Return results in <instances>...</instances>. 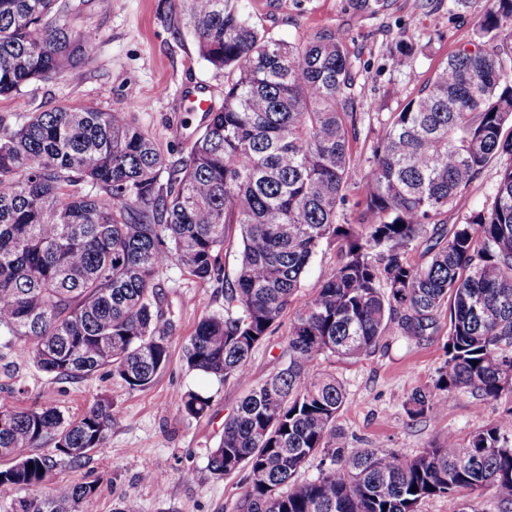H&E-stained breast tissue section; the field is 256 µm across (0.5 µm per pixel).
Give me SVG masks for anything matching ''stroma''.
Wrapping results in <instances>:
<instances>
[{"label": "stroma", "instance_id": "1", "mask_svg": "<svg viewBox=\"0 0 512 512\" xmlns=\"http://www.w3.org/2000/svg\"><path fill=\"white\" fill-rule=\"evenodd\" d=\"M489 6L470 0L467 10L449 14L436 0H389L386 11L358 14L348 0H244L245 12L275 39L296 43L330 29L344 35L356 72L358 111L392 112L473 32ZM75 29L94 28L97 39L81 67L30 86L20 96L0 97V126L12 128L31 112L87 103L104 110L126 112L155 141L168 162L187 157L203 121L189 95H205L214 103L224 98V75L199 54L178 14L160 0H83L74 16ZM418 45L412 66L392 70L388 57L400 32ZM501 166L492 164L449 207L446 225L486 206ZM238 244L221 254L220 277L201 283L179 267L162 274L163 308L172 323L169 361L154 382L129 389L102 369L82 379L58 378L8 350H0V406L24 410L40 405L51 394L64 416L84 412L96 400L107 399L121 411L105 450L91 452L81 463L58 462L52 471L57 485L98 480L96 495L83 512H112L121 495H130L135 512H235L245 491L243 473L218 476L209 458L218 445L224 420L236 409L249 385L274 374L282 362L287 324L254 350L247 381L221 380L188 370L184 346L199 320L224 310V283L234 279ZM446 331L423 341L388 332L376 350L359 359L330 356L323 369L342 382L347 402L338 423L350 446L395 449L414 456L448 433L467 436L496 420L497 403L476 406L462 392L448 400L437 416L410 421L404 402L416 389L431 386L446 360ZM195 390L210 400L198 418L181 414L177 393ZM151 467L154 482L141 481Z\"/></svg>", "mask_w": 512, "mask_h": 512}]
</instances>
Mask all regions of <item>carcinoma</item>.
<instances>
[{
    "mask_svg": "<svg viewBox=\"0 0 512 512\" xmlns=\"http://www.w3.org/2000/svg\"><path fill=\"white\" fill-rule=\"evenodd\" d=\"M243 2L177 0L199 55L224 73V102L180 163L125 113L94 104L32 112L0 131V348L56 377L108 367L130 389L148 387L170 351L161 275L178 265L199 282L219 277L236 225V277L224 312L202 317L185 346L188 368L247 380L252 352L291 313L281 367L249 388L209 459L220 476L245 470L236 512H419L428 498L485 490L512 512V163L491 203L454 225L427 264L411 258L474 179L512 160V56L489 50L512 26V0H491L475 36L413 97L376 113L384 132L364 172L351 158L364 115L345 37L285 43L252 24ZM386 3L350 0L359 13ZM75 10L73 0H0V96L88 58L96 33L73 28ZM415 47L401 32L391 67L408 68ZM356 184L364 207L340 222ZM332 242L336 266L299 301L309 263ZM443 324L447 359L432 387L408 396L407 415L434 416L468 392L481 405L505 400L497 420L413 457L346 449V392L320 360L368 355L390 328L419 341ZM208 407L193 390L177 397L188 417ZM119 417L107 399L77 418L47 397L0 407V486L40 490L11 512H80L97 482L54 486V462L36 448L51 443L79 463L106 448ZM319 453L329 460L319 475L295 481Z\"/></svg>",
    "mask_w": 512,
    "mask_h": 512,
    "instance_id": "cac0c4a2",
    "label": "carcinoma"
}]
</instances>
